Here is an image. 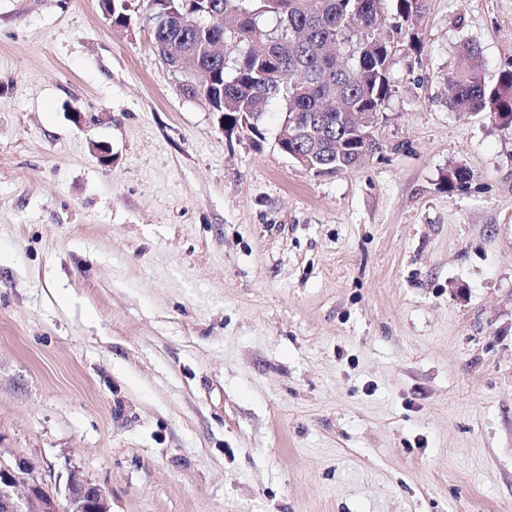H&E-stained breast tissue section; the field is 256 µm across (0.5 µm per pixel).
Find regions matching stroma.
<instances>
[{
	"label": "stroma",
	"instance_id": "obj_1",
	"mask_svg": "<svg viewBox=\"0 0 512 512\" xmlns=\"http://www.w3.org/2000/svg\"><path fill=\"white\" fill-rule=\"evenodd\" d=\"M131 17L0 0V461L111 512H512V127L445 85L512 68V0L385 23L382 149L321 175Z\"/></svg>",
	"mask_w": 512,
	"mask_h": 512
}]
</instances>
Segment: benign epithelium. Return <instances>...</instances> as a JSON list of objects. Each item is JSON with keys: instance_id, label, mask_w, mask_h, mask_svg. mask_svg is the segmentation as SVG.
<instances>
[{"instance_id": "7a95c632", "label": "benign epithelium", "mask_w": 512, "mask_h": 512, "mask_svg": "<svg viewBox=\"0 0 512 512\" xmlns=\"http://www.w3.org/2000/svg\"><path fill=\"white\" fill-rule=\"evenodd\" d=\"M25 474L27 467L19 462L13 467L0 462V512H110L105 490L75 471L68 478L63 506ZM19 486L26 487L25 494L17 493Z\"/></svg>"}]
</instances>
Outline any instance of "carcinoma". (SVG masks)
I'll use <instances>...</instances> for the list:
<instances>
[{
  "label": "carcinoma",
  "mask_w": 512,
  "mask_h": 512,
  "mask_svg": "<svg viewBox=\"0 0 512 512\" xmlns=\"http://www.w3.org/2000/svg\"><path fill=\"white\" fill-rule=\"evenodd\" d=\"M178 0L166 13L162 0H146L153 12V39L172 68L167 47L179 44L189 65L211 72L210 87L184 78L182 91L224 113L228 134L264 139V116L277 99L286 101L281 142L286 152L305 156L316 173L354 170L358 152L382 150L377 121L392 94V47L381 36V0ZM398 26L411 27L424 0H393ZM478 48L463 45L446 81L456 112H493L512 124V69L495 85L486 83L473 59Z\"/></svg>",
  "instance_id": "carcinoma-1"
}]
</instances>
